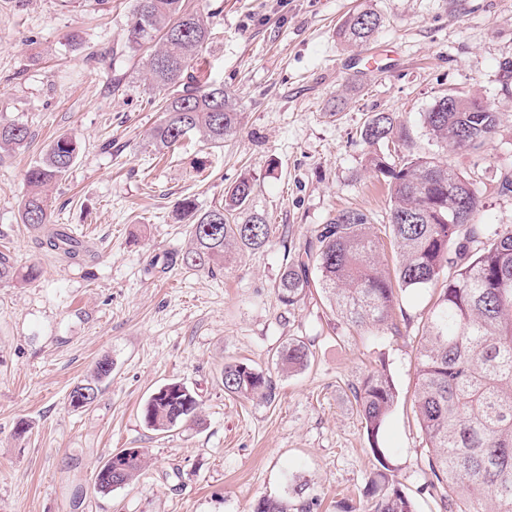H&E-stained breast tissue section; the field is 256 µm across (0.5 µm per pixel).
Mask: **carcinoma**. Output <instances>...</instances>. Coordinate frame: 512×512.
<instances>
[{
	"instance_id": "1",
	"label": "carcinoma",
	"mask_w": 512,
	"mask_h": 512,
	"mask_svg": "<svg viewBox=\"0 0 512 512\" xmlns=\"http://www.w3.org/2000/svg\"><path fill=\"white\" fill-rule=\"evenodd\" d=\"M379 26L370 9L350 12L337 26V38L365 43ZM211 31L203 17L184 0H135L127 24L132 50H151L147 58L151 87L164 93L162 120L152 129L158 148H171L189 136L220 147L236 134L243 119L237 99L224 84L193 79L192 62ZM501 122V112L478 98L442 96L423 113V124L441 147L482 153ZM28 129L0 122V150L24 145ZM371 146L393 145L394 153L373 152L366 165L388 186V238L397 257L395 275L380 260L381 229L368 214L341 210L320 224L282 267L276 290L280 302L296 307L316 292L349 326L378 333L392 328L396 290L427 288L448 273L432 305L422 334L416 366L414 402L419 424L430 448L425 473L441 491L448 512L455 498L466 496L475 507L464 512H512V230L486 232L475 223L481 200L474 184L437 157L410 152L407 127L391 113L378 112L360 131ZM80 153L78 141L60 136L28 170L21 222L34 231L49 223L47 188L61 180ZM256 184L242 177L224 193V203L207 210L185 198L180 214L187 218L186 249L151 261L150 267L178 264L191 271L222 274L247 252L264 249L271 225L254 206ZM45 244L74 259L81 243L65 230L47 234ZM40 269L19 272L0 253V281L18 276L34 281ZM310 362V349L290 339L277 352L284 374ZM112 373V361L97 362L92 378L69 393V405L83 409V391H99ZM224 392L240 398L270 401L276 386L263 370L247 363L224 365ZM359 415L380 465L371 481L370 512H416L411 498L386 480L387 451L378 436L395 400L392 379L384 372L370 375L355 391ZM200 402L184 383L172 381L146 401L141 416L147 428L169 432L197 413ZM96 489L114 488L110 462L94 476ZM253 512H288L280 501L261 497Z\"/></svg>"
}]
</instances>
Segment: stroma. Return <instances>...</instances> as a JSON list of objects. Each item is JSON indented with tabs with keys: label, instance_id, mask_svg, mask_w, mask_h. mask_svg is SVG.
<instances>
[{
	"label": "stroma",
	"instance_id": "1",
	"mask_svg": "<svg viewBox=\"0 0 512 512\" xmlns=\"http://www.w3.org/2000/svg\"><path fill=\"white\" fill-rule=\"evenodd\" d=\"M213 35L193 68L235 94L242 127L213 148L197 138L160 152L149 132L162 118L145 53L127 43L134 0H0V119L25 125L24 147L0 155V252L38 266L33 282H0V512H251L263 496L297 512H367L378 464L354 391L376 370L396 401L379 435L389 482L417 512H445L427 486L428 448L413 405L422 327L437 287L399 293L394 330L353 329L319 297L290 309L277 297L284 240L301 241L344 208L387 222L388 200L366 171L360 130L377 112L410 128L412 150L472 178L478 223L512 229V0H187ZM382 18L372 40L349 48L336 27L356 7ZM377 54L374 69L362 59ZM497 106L500 126L478 155L446 152L421 115L446 94ZM79 158L48 191L51 227L80 240L78 259L48 249L21 224L25 175L59 135ZM271 242L213 276L153 256L188 241L176 206L208 209L242 176ZM310 365L278 372L288 339ZM112 373L88 409L72 388L102 358ZM244 361L276 384L273 401L225 394V364ZM180 381L197 415L165 434L140 410ZM140 448L141 474L103 494L94 472L113 452Z\"/></svg>",
	"mask_w": 512,
	"mask_h": 512
}]
</instances>
